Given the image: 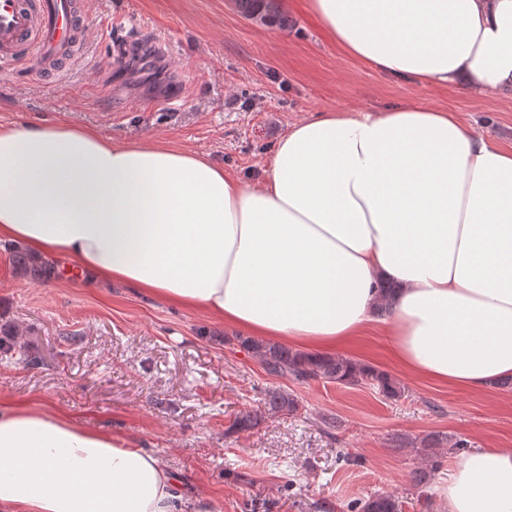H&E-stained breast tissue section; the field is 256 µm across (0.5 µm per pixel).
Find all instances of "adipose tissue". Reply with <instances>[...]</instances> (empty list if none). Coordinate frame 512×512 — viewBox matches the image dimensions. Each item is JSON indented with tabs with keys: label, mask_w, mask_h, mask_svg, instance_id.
Returning a JSON list of instances; mask_svg holds the SVG:
<instances>
[{
	"label": "adipose tissue",
	"mask_w": 512,
	"mask_h": 512,
	"mask_svg": "<svg viewBox=\"0 0 512 512\" xmlns=\"http://www.w3.org/2000/svg\"><path fill=\"white\" fill-rule=\"evenodd\" d=\"M389 77L512 92V0H305ZM0 242L81 276L332 351L396 286L387 334L411 374L512 377V147L410 103L299 121L247 185L208 156L89 128L0 126ZM177 476L127 437L0 405V512H181ZM448 512H512V448L457 460Z\"/></svg>",
	"instance_id": "obj_1"
}]
</instances>
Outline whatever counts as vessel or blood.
<instances>
[{
  "label": "vessel or blood",
  "mask_w": 512,
  "mask_h": 512,
  "mask_svg": "<svg viewBox=\"0 0 512 512\" xmlns=\"http://www.w3.org/2000/svg\"><path fill=\"white\" fill-rule=\"evenodd\" d=\"M85 28L80 0H0V58L57 71L77 56Z\"/></svg>",
  "instance_id": "obj_1"
}]
</instances>
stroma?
<instances>
[{"instance_id":"1","label":"stroma","mask_w":512,"mask_h":512,"mask_svg":"<svg viewBox=\"0 0 512 512\" xmlns=\"http://www.w3.org/2000/svg\"><path fill=\"white\" fill-rule=\"evenodd\" d=\"M89 32L60 76L0 62V124L95 129L107 139L206 154L243 182L260 179L294 122L340 108L405 103L451 109L512 146V98L475 97L396 80L340 49L321 25L289 11L282 29L245 18L234 0H83ZM138 44L156 48L146 71L129 65ZM15 274L0 243V404L48 410L136 440L179 476L182 497L216 512H348L352 500L393 495L402 512H445L438 488L455 442L512 448V383L460 390L404 372L384 325L335 353L389 373L396 400L370 387L296 384L267 376L237 342L238 329L198 310L138 295L121 284ZM282 388L296 411L268 413ZM258 412L261 424L234 431ZM336 420L335 428L324 425ZM439 438V469L426 492L410 479L416 449Z\"/></svg>"}]
</instances>
